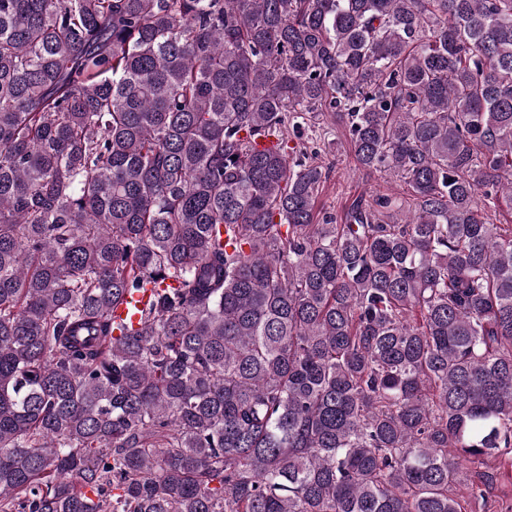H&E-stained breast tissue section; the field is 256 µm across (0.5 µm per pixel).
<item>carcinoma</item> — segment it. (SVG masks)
Segmentation results:
<instances>
[{"instance_id":"1","label":"carcinoma","mask_w":512,"mask_h":512,"mask_svg":"<svg viewBox=\"0 0 512 512\" xmlns=\"http://www.w3.org/2000/svg\"><path fill=\"white\" fill-rule=\"evenodd\" d=\"M327 114L407 198L317 214ZM505 209L512 0H0V512H461ZM129 300L130 299L127 298L126 302L124 301V303L115 307L111 312V316L117 324L126 329L137 331L143 327L140 311L146 307L148 296L145 294H136L132 301ZM127 302H130V304H127Z\"/></svg>"}]
</instances>
